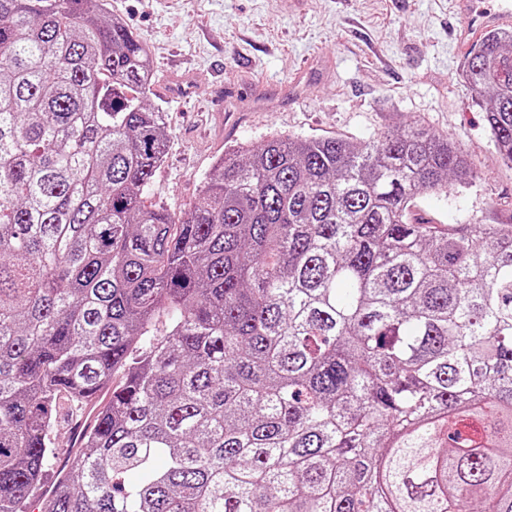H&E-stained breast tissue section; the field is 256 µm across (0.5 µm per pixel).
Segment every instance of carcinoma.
Returning a JSON list of instances; mask_svg holds the SVG:
<instances>
[{"instance_id":"1","label":"carcinoma","mask_w":512,"mask_h":512,"mask_svg":"<svg viewBox=\"0 0 512 512\" xmlns=\"http://www.w3.org/2000/svg\"><path fill=\"white\" fill-rule=\"evenodd\" d=\"M504 69L496 28L463 80L512 164ZM153 80L107 0H0V512L94 398L40 512H512V223L410 212L468 155L277 133L176 217Z\"/></svg>"}]
</instances>
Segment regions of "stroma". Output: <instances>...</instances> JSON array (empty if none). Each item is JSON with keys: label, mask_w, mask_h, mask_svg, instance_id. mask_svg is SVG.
Masks as SVG:
<instances>
[{"label": "stroma", "mask_w": 512, "mask_h": 512, "mask_svg": "<svg viewBox=\"0 0 512 512\" xmlns=\"http://www.w3.org/2000/svg\"><path fill=\"white\" fill-rule=\"evenodd\" d=\"M150 49L168 130L146 203L188 211L213 165L279 132L360 142L416 121L468 153L476 185L417 197L418 216L512 221V166L462 81L454 0H108Z\"/></svg>", "instance_id": "35a3bbf8"}]
</instances>
